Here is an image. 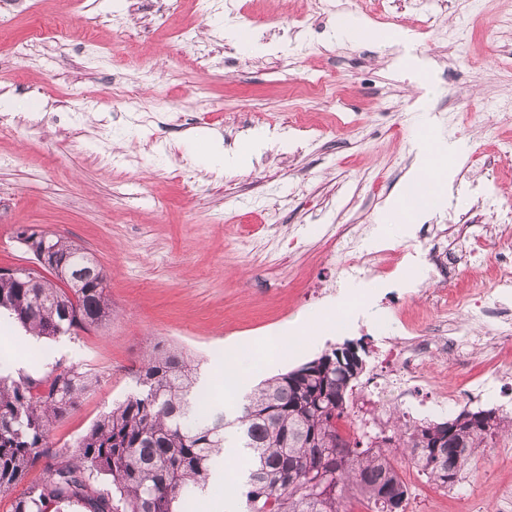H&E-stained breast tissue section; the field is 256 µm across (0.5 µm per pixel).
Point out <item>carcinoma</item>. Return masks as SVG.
I'll return each instance as SVG.
<instances>
[{
  "mask_svg": "<svg viewBox=\"0 0 512 512\" xmlns=\"http://www.w3.org/2000/svg\"><path fill=\"white\" fill-rule=\"evenodd\" d=\"M52 250L51 271L69 284L32 283L0 275V310L37 340L72 335L112 316L105 283L84 269L85 248L41 232ZM365 346L347 342L258 385L232 421L205 408L197 367L179 350L152 349L134 372L136 391L91 425L71 454L51 451V426L75 409L97 378L60 363L49 375L0 376V497L38 466L12 512H181L205 488L210 462L225 448H245L246 481L238 490L248 512H348L349 497L370 512H405L403 463L451 489L475 450L512 434V419L492 410L463 411L417 423L385 408L392 429L341 435L337 421L353 411V388Z\"/></svg>",
  "mask_w": 512,
  "mask_h": 512,
  "instance_id": "obj_1",
  "label": "carcinoma"
}]
</instances>
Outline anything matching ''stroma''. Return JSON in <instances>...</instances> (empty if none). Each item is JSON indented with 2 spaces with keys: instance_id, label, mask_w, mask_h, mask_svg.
I'll return each instance as SVG.
<instances>
[{
  "instance_id": "1",
  "label": "stroma",
  "mask_w": 512,
  "mask_h": 512,
  "mask_svg": "<svg viewBox=\"0 0 512 512\" xmlns=\"http://www.w3.org/2000/svg\"><path fill=\"white\" fill-rule=\"evenodd\" d=\"M462 0H381L376 16L360 0H239L235 22L274 53L224 36L222 0H0V267L32 265L16 238L27 224L86 248L103 268L112 318L101 327L42 340L0 318V354L40 378L58 363L97 375L96 387L56 423L50 443L71 452L78 438L134 392L133 375L148 347L182 349L200 367L222 361L225 347L248 345L286 326L310 322L345 298L359 280L378 281L389 252L411 257L401 270L415 295L403 300L361 290L343 334L293 349L265 346L275 362L263 378L292 370L325 350L363 340L368 354L358 389L393 372L375 339L380 314L395 313L392 336L408 327L436 333L439 318L467 321L463 310L433 309L442 290L466 294L487 281L497 259L490 244L480 265L456 279L431 275L424 260L435 226L494 224L472 189L493 183L512 206V31L499 27L512 0H484L472 14ZM383 32L406 29L408 46L331 39L340 15ZM63 19L67 40H47L28 57L18 45ZM466 32L464 44L433 31ZM155 114L143 119L144 111ZM219 136L242 150L267 133L260 154L227 170L202 154L190 132ZM451 137L463 147L448 167L447 207L419 215L411 236L387 206L412 188L408 172L420 146ZM386 224L382 242L373 231ZM347 224L373 266L356 269L349 254L328 249L332 229ZM493 376L481 398L433 413L420 407L418 383L397 408L417 422L461 411L495 410L512 418V353L488 364L475 351L468 368L436 381ZM406 512H512V438L477 449L463 478L432 488L424 475L409 486Z\"/></svg>"
}]
</instances>
